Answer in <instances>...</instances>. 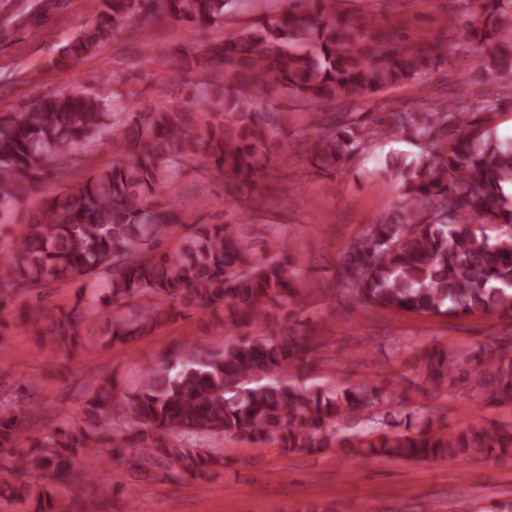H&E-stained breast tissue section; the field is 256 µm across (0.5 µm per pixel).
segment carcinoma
<instances>
[{
    "label": "carcinoma",
    "instance_id": "cac0c4a2",
    "mask_svg": "<svg viewBox=\"0 0 512 512\" xmlns=\"http://www.w3.org/2000/svg\"><path fill=\"white\" fill-rule=\"evenodd\" d=\"M230 0H91L90 24L66 46L75 58L93 54L122 28L158 25L218 28ZM292 9L262 16L249 28L212 43L194 63L202 89L178 111L141 109L112 124V163L85 183L47 202L33 224L15 226L17 249L0 257V324L14 300L51 281L103 276L105 295L84 298L55 321L57 342L75 346L86 334L127 343L198 311L224 310V335L277 319L299 297V273L285 244L265 250L231 224H199L175 245L181 216L168 202L172 180L188 161L224 172L225 193L257 188L279 145L286 115L272 106L285 94L310 105L347 103L317 112L318 135L308 153L320 168L338 169L366 149L369 135L404 134L426 147L383 162L399 178L405 199L371 224L340 257L336 278L351 300L378 311L471 314L498 309L512 316V143L495 135L512 106V0H466L451 54L429 42L403 43L378 28V17L352 21L337 0H291ZM468 57L494 74L498 89L470 101L437 102L428 112L394 109L369 131L355 105L416 80L440 61ZM104 94L54 92L29 111L0 116V223L13 215L110 118ZM325 343L290 334H257L199 351L190 340L176 372L145 366L138 383L119 396L110 383L83 391V417L62 418L36 438L27 436L39 407L17 395L0 402V508L35 504L57 512L67 494L87 512L84 487L93 474L71 472L75 458L105 454L130 469L159 463L168 476L201 477L224 467L211 436L276 443L290 451L333 444L358 446L364 457L486 460L512 453V425L485 422L457 430L428 428L380 434L354 444L328 432L336 421L370 418L388 408L399 387H301L295 373L318 360ZM466 377L512 391V354L500 342L474 358L445 351L426 358L422 390L451 387ZM137 444L141 453L127 456Z\"/></svg>",
    "mask_w": 512,
    "mask_h": 512
}]
</instances>
